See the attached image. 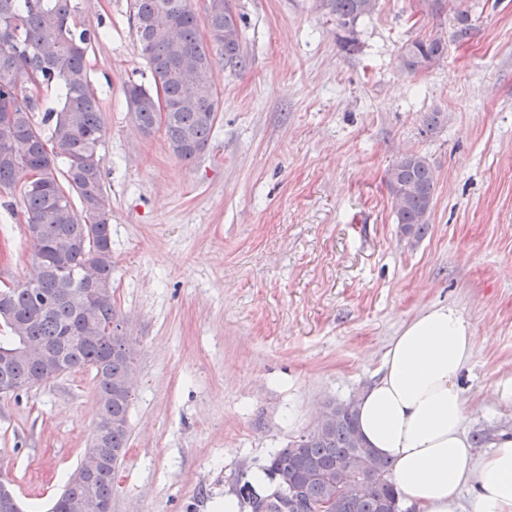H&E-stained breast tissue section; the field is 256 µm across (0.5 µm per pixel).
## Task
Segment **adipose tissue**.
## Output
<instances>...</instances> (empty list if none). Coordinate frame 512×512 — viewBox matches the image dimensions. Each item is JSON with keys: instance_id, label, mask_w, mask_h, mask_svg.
<instances>
[{"instance_id": "ef3b65f1", "label": "adipose tissue", "mask_w": 512, "mask_h": 512, "mask_svg": "<svg viewBox=\"0 0 512 512\" xmlns=\"http://www.w3.org/2000/svg\"><path fill=\"white\" fill-rule=\"evenodd\" d=\"M474 352L470 322L451 306L403 328L379 376L359 395L358 426L391 464L390 479L413 512H512V435L476 455L464 416L461 376Z\"/></svg>"}]
</instances>
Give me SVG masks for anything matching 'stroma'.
<instances>
[{"label": "stroma", "mask_w": 512, "mask_h": 512, "mask_svg": "<svg viewBox=\"0 0 512 512\" xmlns=\"http://www.w3.org/2000/svg\"><path fill=\"white\" fill-rule=\"evenodd\" d=\"M246 65L216 63L218 121L184 161L135 126L150 85L133 0H77L106 135L112 292L135 341L131 436L112 512H224L271 454L377 377L408 322L451 305L470 321L462 384L475 447L512 433V0H377L354 30L320 0H231ZM468 37L456 38L458 10ZM440 36L443 58L401 68ZM443 126L424 134L425 113ZM437 176L430 230L408 243L386 172L404 153ZM17 194L0 191V289L28 275ZM93 371L0 396V471L46 512L98 420ZM447 44L441 37L416 39L406 44L400 63L411 74L429 69L445 54Z\"/></svg>", "instance_id": "1"}]
</instances>
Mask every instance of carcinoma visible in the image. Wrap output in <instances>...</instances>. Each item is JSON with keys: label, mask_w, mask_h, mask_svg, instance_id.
<instances>
[{"label": "carcinoma", "mask_w": 512, "mask_h": 512, "mask_svg": "<svg viewBox=\"0 0 512 512\" xmlns=\"http://www.w3.org/2000/svg\"><path fill=\"white\" fill-rule=\"evenodd\" d=\"M376 0H322V7L344 28L370 14ZM73 0H0V112L11 116V129L0 133V189L19 192L26 222L40 227L32 255H40L37 286L27 280L8 289L0 318V384L30 387L61 375L95 372L101 414L112 421L105 435L108 448L96 476L72 475L49 512H71L73 501L112 499L118 469L130 439L131 394L120 390L135 370L131 337L126 349L108 354L103 346L78 339L86 326L106 330L121 321L112 293V210L103 182L98 148L104 123L91 88L86 62L89 47L102 32L75 20ZM133 19L141 55L154 85L125 87L128 109L146 135L163 129L174 154L192 160L206 148L214 129L218 101L213 88L216 56L224 69L242 68V33L230 0H210L198 16L191 0H134ZM218 35L208 42L204 31ZM447 49L440 37L406 44L400 63L411 74L430 68ZM54 88L59 105L34 120L40 100L27 94L29 84ZM40 172L38 187L18 189L27 173ZM395 223L402 236L420 240L429 230L436 181L427 159L406 153L388 172ZM52 295L46 312L41 299ZM20 334L50 346L62 365L42 368L18 352ZM331 419L313 425L272 455L264 468L274 486L288 483V493L302 504L333 500L340 512H382L385 499L399 500L388 478L390 463L366 447L356 421V401L330 402ZM372 484L358 494L357 481Z\"/></svg>", "instance_id": "obj_1"}]
</instances>
